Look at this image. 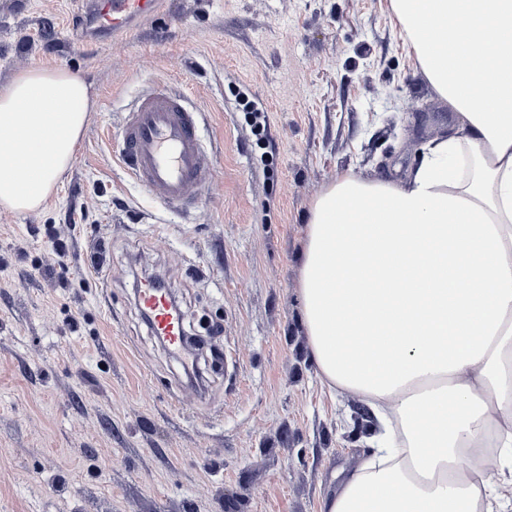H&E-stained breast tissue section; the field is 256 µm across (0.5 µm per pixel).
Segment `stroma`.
Listing matches in <instances>:
<instances>
[{
	"label": "stroma",
	"mask_w": 512,
	"mask_h": 512,
	"mask_svg": "<svg viewBox=\"0 0 512 512\" xmlns=\"http://www.w3.org/2000/svg\"><path fill=\"white\" fill-rule=\"evenodd\" d=\"M82 5L0 0V85L63 67L95 99L43 205L0 208V512H321L367 438L308 349L309 208L349 170L404 179L454 115L388 0H170L122 40L76 44ZM153 86L184 93L213 163L183 210L117 158ZM157 276L201 341V387L135 304Z\"/></svg>",
	"instance_id": "35a3bbf8"
}]
</instances>
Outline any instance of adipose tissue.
<instances>
[{"label":"adipose tissue","instance_id":"1","mask_svg":"<svg viewBox=\"0 0 512 512\" xmlns=\"http://www.w3.org/2000/svg\"><path fill=\"white\" fill-rule=\"evenodd\" d=\"M460 134L406 184L314 200L299 294L312 358L383 422L322 512H506L512 479V0H390ZM95 107L79 74L0 85V207L46 201Z\"/></svg>","mask_w":512,"mask_h":512}]
</instances>
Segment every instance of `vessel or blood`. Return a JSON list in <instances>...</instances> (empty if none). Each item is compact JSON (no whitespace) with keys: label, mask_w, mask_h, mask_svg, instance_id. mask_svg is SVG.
<instances>
[{"label":"vessel or blood","mask_w":512,"mask_h":512,"mask_svg":"<svg viewBox=\"0 0 512 512\" xmlns=\"http://www.w3.org/2000/svg\"><path fill=\"white\" fill-rule=\"evenodd\" d=\"M164 0H85L78 40L126 38L158 13ZM119 157L125 174L172 207L192 204L209 188L212 167L206 156L196 113L184 108L180 94L154 89L140 97L120 133ZM137 306L154 335L175 352L183 349V319L169 299L145 280Z\"/></svg>","instance_id":"obj_1"}]
</instances>
